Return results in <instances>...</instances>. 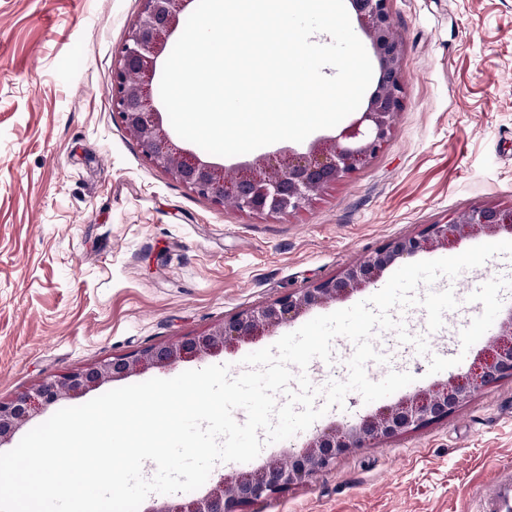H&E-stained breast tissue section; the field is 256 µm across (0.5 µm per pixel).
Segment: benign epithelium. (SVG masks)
<instances>
[{"label": "benign epithelium", "instance_id": "7a95c632", "mask_svg": "<svg viewBox=\"0 0 512 512\" xmlns=\"http://www.w3.org/2000/svg\"><path fill=\"white\" fill-rule=\"evenodd\" d=\"M190 0H141L115 59L109 90L112 112L142 156L192 193L245 214L293 215L310 206L332 184L365 167L391 139L404 99L405 47L390 23L389 0H351L373 50L380 77L359 117L334 136L302 149L282 148L248 160L231 173L177 144L164 128L153 92L158 58L181 25ZM512 234V205L489 201L429 224L418 234L391 240L368 259L253 310L242 311L201 334L175 343L146 346L49 375L35 387L0 400V446L28 422L62 401L151 369L216 356L255 342L300 312L344 298L376 281L391 265L419 252L446 249L477 235ZM512 378V312L468 371L445 383L418 390L356 424L333 426L310 438L288 461L272 457L253 472L222 477L206 494L182 502L163 501L146 512H252L283 491L308 484L356 448L409 433L448 416L479 389Z\"/></svg>", "mask_w": 512, "mask_h": 512}]
</instances>
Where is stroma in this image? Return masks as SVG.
<instances>
[{"label":"stroma","mask_w":512,"mask_h":512,"mask_svg":"<svg viewBox=\"0 0 512 512\" xmlns=\"http://www.w3.org/2000/svg\"><path fill=\"white\" fill-rule=\"evenodd\" d=\"M405 46L403 106L385 150L284 217L200 198L154 168L112 113L115 55L140 0H0V399L44 377L202 333L236 313L337 275L390 240L483 201L512 203V0H390ZM311 309L262 339L178 368L238 363L312 318L383 288ZM456 308L428 328L422 306L392 311L426 353L376 331L385 363L370 380H415L388 403L464 374L512 313V257L456 278ZM349 392L310 429L217 481L287 457L313 433L376 411ZM512 470V379L447 418L342 456L262 512H476L479 491Z\"/></svg>","instance_id":"stroma-1"}]
</instances>
